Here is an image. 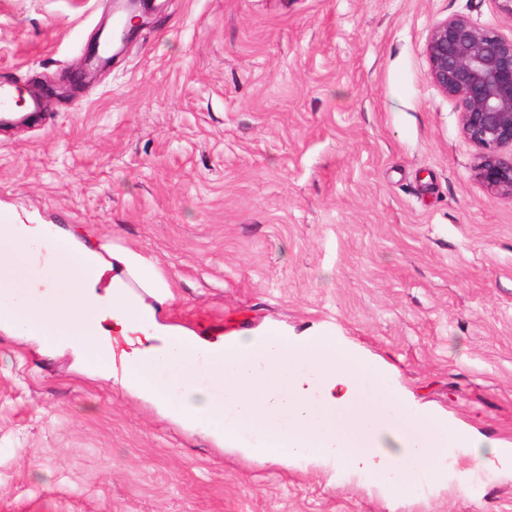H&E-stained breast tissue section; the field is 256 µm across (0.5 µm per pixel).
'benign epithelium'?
I'll list each match as a JSON object with an SVG mask.
<instances>
[{"mask_svg":"<svg viewBox=\"0 0 512 512\" xmlns=\"http://www.w3.org/2000/svg\"><path fill=\"white\" fill-rule=\"evenodd\" d=\"M425 54L431 83L456 101L461 133L477 149L475 176L512 199V36L456 16L433 27Z\"/></svg>","mask_w":512,"mask_h":512,"instance_id":"7a95c632","label":"benign epithelium"}]
</instances>
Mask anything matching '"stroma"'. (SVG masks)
Returning a JSON list of instances; mask_svg holds the SVG:
<instances>
[{"instance_id": "obj_1", "label": "stroma", "mask_w": 512, "mask_h": 512, "mask_svg": "<svg viewBox=\"0 0 512 512\" xmlns=\"http://www.w3.org/2000/svg\"><path fill=\"white\" fill-rule=\"evenodd\" d=\"M113 65L0 135V209L153 272L139 294L216 341L338 334L390 384L512 447V199L473 172L429 80L434 25L512 34L495 0H148ZM107 0H0V81L73 74ZM391 500L309 459L225 452L0 329V512H512V465Z\"/></svg>"}]
</instances>
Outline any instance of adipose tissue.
<instances>
[{"instance_id": "obj_1", "label": "adipose tissue", "mask_w": 512, "mask_h": 512, "mask_svg": "<svg viewBox=\"0 0 512 512\" xmlns=\"http://www.w3.org/2000/svg\"><path fill=\"white\" fill-rule=\"evenodd\" d=\"M41 238L40 225L0 218V328L79 351L106 380L114 373L104 320L124 332L153 328L155 344L129 357L122 385L184 424L209 423L227 450L282 463L307 457L358 473L383 494L409 496L447 482L449 451L472 445L455 421L414 411L383 368L341 338L272 328L203 342L159 324L122 275L98 292L111 267L98 250L62 234L42 259ZM22 252L31 272L21 279ZM245 431L253 440H242Z\"/></svg>"}]
</instances>
